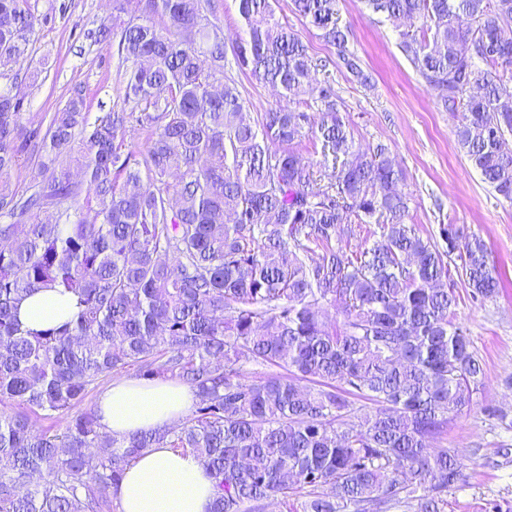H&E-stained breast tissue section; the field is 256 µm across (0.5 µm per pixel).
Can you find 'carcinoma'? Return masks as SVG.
Wrapping results in <instances>:
<instances>
[{
  "label": "carcinoma",
  "mask_w": 512,
  "mask_h": 512,
  "mask_svg": "<svg viewBox=\"0 0 512 512\" xmlns=\"http://www.w3.org/2000/svg\"><path fill=\"white\" fill-rule=\"evenodd\" d=\"M28 0H0V65L30 63ZM405 22L402 50L445 110L459 148L512 202V0H364ZM277 0H238L240 70L309 98L253 126L210 0H148L119 35L122 106L89 120L73 91L46 131L0 87V512H114L126 467L148 448L192 454L215 481L208 512H441L461 465L431 443L473 402L482 367L454 322L455 281L484 299L501 282L487 246L453 224L441 242L404 221L402 172L355 145L336 92L275 18ZM370 84L347 49L338 0H290ZM166 18L158 26L149 14ZM208 54L205 69L200 56ZM321 144L332 169L304 160ZM28 153L42 179L9 183ZM370 246L342 242L367 225ZM42 288L76 299L41 331L18 317ZM333 306L341 319L329 321ZM248 365L271 369L248 380ZM194 390L181 424L115 436L77 411L115 372Z\"/></svg>",
  "instance_id": "carcinoma-1"
}]
</instances>
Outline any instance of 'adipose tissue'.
<instances>
[{"label": "adipose tissue", "mask_w": 512, "mask_h": 512, "mask_svg": "<svg viewBox=\"0 0 512 512\" xmlns=\"http://www.w3.org/2000/svg\"><path fill=\"white\" fill-rule=\"evenodd\" d=\"M72 296L43 289L19 306V317L32 329L63 322L74 312ZM195 400L191 388L174 380L113 382L99 397L97 413L117 436L171 426L185 418ZM215 483L189 453L149 448L128 467L119 484L120 512H207Z\"/></svg>", "instance_id": "ef3b65f1"}]
</instances>
